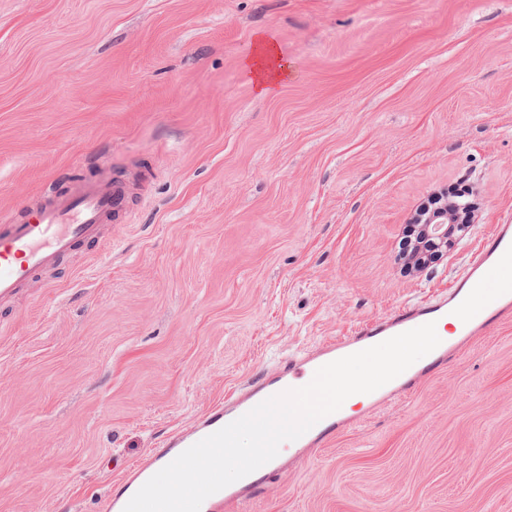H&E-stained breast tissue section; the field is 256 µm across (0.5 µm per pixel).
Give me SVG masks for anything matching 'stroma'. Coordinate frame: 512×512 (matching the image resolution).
Listing matches in <instances>:
<instances>
[{
    "instance_id": "1",
    "label": "stroma",
    "mask_w": 512,
    "mask_h": 512,
    "mask_svg": "<svg viewBox=\"0 0 512 512\" xmlns=\"http://www.w3.org/2000/svg\"><path fill=\"white\" fill-rule=\"evenodd\" d=\"M86 160L130 220L0 304V512H103L226 390L446 289L512 214V0H0V212ZM448 186L479 222L403 274ZM247 512H512V323ZM242 66L259 97L274 94L291 74L288 59L281 54L277 42L264 33L257 36L253 51L243 59Z\"/></svg>"
}]
</instances>
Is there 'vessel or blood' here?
I'll list each match as a JSON object with an SVG mask.
<instances>
[{
	"label": "vessel or blood",
	"instance_id": "1",
	"mask_svg": "<svg viewBox=\"0 0 512 512\" xmlns=\"http://www.w3.org/2000/svg\"><path fill=\"white\" fill-rule=\"evenodd\" d=\"M128 195L123 177L95 167L51 181L31 209L0 218V301L15 298L65 256L98 245L105 225L126 220ZM451 319L457 323L453 335L441 337L430 353L368 393L361 414L343 407L329 414L298 439L284 442L270 462L205 499L200 512H240L242 505L266 495L289 465L313 458L366 417L413 395L495 327L512 322V217L495 225L471 252L447 293L403 303L349 334L288 353L225 393L223 401L196 415L189 426L171 431L159 448L124 468L104 501V512H124L143 484L184 450L262 401L307 385L320 367L423 324Z\"/></svg>",
	"mask_w": 512,
	"mask_h": 512
}]
</instances>
